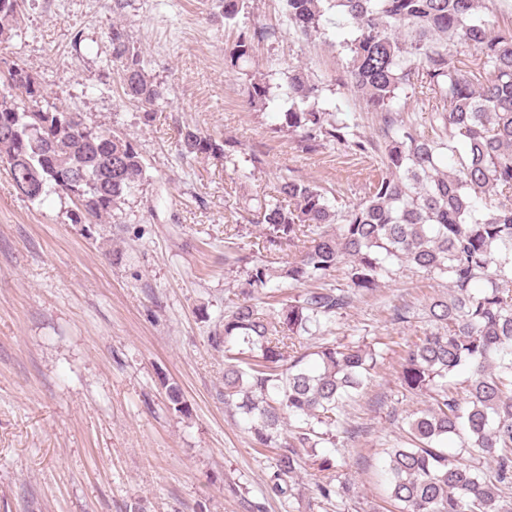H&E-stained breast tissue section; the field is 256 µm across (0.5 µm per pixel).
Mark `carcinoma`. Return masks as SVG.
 I'll return each instance as SVG.
<instances>
[{
  "instance_id": "carcinoma-1",
  "label": "carcinoma",
  "mask_w": 512,
  "mask_h": 512,
  "mask_svg": "<svg viewBox=\"0 0 512 512\" xmlns=\"http://www.w3.org/2000/svg\"><path fill=\"white\" fill-rule=\"evenodd\" d=\"M21 0H0V36L18 22ZM249 0H219L225 22ZM288 24L309 41L324 31L331 11L346 19L350 37L342 87L378 118L366 136L302 65L288 68L286 106L264 78L246 90V104L276 108L275 132L292 134L301 151L342 146L380 158L359 203L339 209L313 183L286 177L257 203L265 225L262 257L226 231L225 260L242 273L237 299L224 310V329L211 343L224 349V405L248 416L252 450L274 464L273 488L288 480L320 444L336 446L345 403L372 382L377 354L365 344L326 341L303 350L302 337L325 335L355 299L395 275L394 266L447 278L448 293L427 307L429 328L405 343L398 380L429 405L406 416L386 449L388 503L397 512H512V28L499 24L497 0H282ZM272 32L253 25L239 32L233 67L251 57L254 43ZM112 59L120 67L124 98L151 123L163 98L121 25L112 26ZM38 89L22 68L0 89V161L11 178L29 176L30 200L50 188L76 199L74 221L107 224L126 196L146 180L137 146L69 109L19 111L16 93ZM429 112L430 131L409 113ZM180 158L231 160L226 142L197 128L178 130ZM453 155L455 166L442 168ZM307 243L289 261L280 253ZM344 269L346 284L332 277ZM281 279L303 286L279 308L263 309L253 295ZM315 356L308 365L309 356ZM462 366L471 376L454 387L448 376ZM178 412L187 411L181 388L163 383ZM296 424L282 432L286 419ZM494 465L487 479L448 454V438ZM318 499L351 497L350 485L328 479Z\"/></svg>"
}]
</instances>
